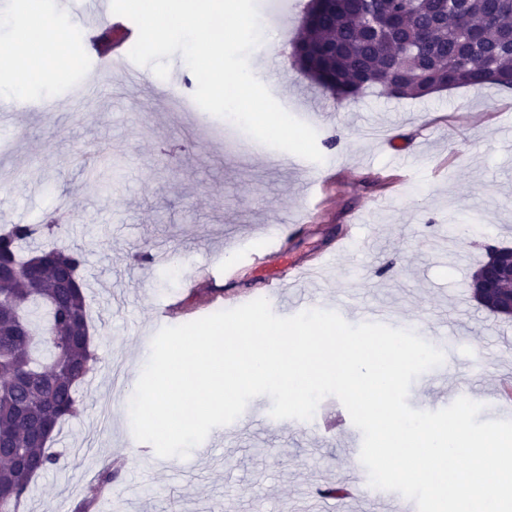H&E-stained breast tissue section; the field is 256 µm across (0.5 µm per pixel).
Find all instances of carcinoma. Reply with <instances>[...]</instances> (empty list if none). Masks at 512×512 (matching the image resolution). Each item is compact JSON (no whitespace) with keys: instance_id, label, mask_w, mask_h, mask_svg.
Segmentation results:
<instances>
[{"instance_id":"obj_1","label":"carcinoma","mask_w":512,"mask_h":512,"mask_svg":"<svg viewBox=\"0 0 512 512\" xmlns=\"http://www.w3.org/2000/svg\"><path fill=\"white\" fill-rule=\"evenodd\" d=\"M291 64L343 105L372 87L394 98L512 88V0H309ZM60 228L0 230V512H19L92 370L85 255L29 248Z\"/></svg>"}]
</instances>
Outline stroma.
<instances>
[{
  "label": "stroma",
  "mask_w": 512,
  "mask_h": 512,
  "mask_svg": "<svg viewBox=\"0 0 512 512\" xmlns=\"http://www.w3.org/2000/svg\"><path fill=\"white\" fill-rule=\"evenodd\" d=\"M305 3L257 0L277 48L249 63L267 64L273 97L316 130L325 163L336 167L315 215L304 205L316 167L272 164V148L256 151L239 127L198 107L176 109L149 67L135 86L101 67L89 104L72 98L63 73L30 89L55 98V111L22 110L0 124V224L69 211L58 243L87 255L98 357L79 388V415L53 444L68 465L37 477L21 512H74L119 455L126 463L99 502L118 512H195L200 503L213 512H333L339 499L320 491L337 482L351 486L349 512H363L368 474L350 452L360 430H316L344 412L336 397H325L311 421L237 419L213 454L185 458L136 445L128 404L161 307L181 302L188 323L248 295L267 299L276 315H296L297 288L281 294L275 284L290 264L336 252L353 231L359 241L336 253L317 285L320 308L356 325L359 307L384 304L399 328L426 324L434 345L454 332L455 351L413 382L409 405L438 410L465 388L483 406L480 420L512 419L498 399L512 381V318L490 316L468 287L486 246L512 245V90L396 99L372 88L337 106L289 61ZM97 150L109 168L91 178L79 158ZM394 157L408 173L400 190L365 187V177L392 176Z\"/></svg>",
  "instance_id": "obj_1"
}]
</instances>
